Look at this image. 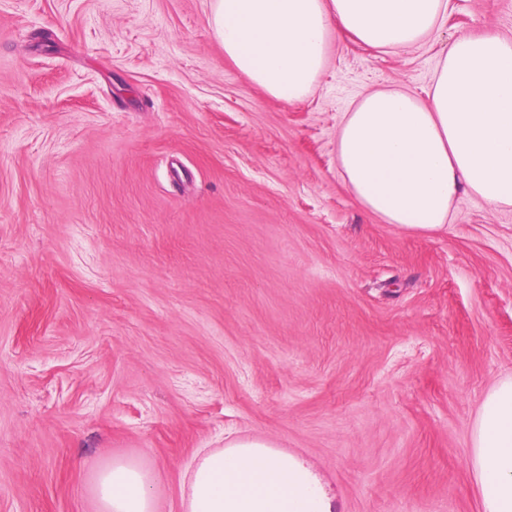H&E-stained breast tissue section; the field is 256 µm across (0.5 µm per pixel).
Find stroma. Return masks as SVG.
<instances>
[{
    "label": "stroma",
    "instance_id": "obj_1",
    "mask_svg": "<svg viewBox=\"0 0 512 512\" xmlns=\"http://www.w3.org/2000/svg\"><path fill=\"white\" fill-rule=\"evenodd\" d=\"M211 0H0V512H94L93 465L180 512L202 448L268 440L337 512H480L482 399L512 375V209L395 230L346 189L344 112L426 97L512 0L417 46L332 42L304 100L224 57Z\"/></svg>",
    "mask_w": 512,
    "mask_h": 512
}]
</instances>
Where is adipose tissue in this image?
I'll return each mask as SVG.
<instances>
[{"instance_id": "obj_1", "label": "adipose tissue", "mask_w": 512, "mask_h": 512, "mask_svg": "<svg viewBox=\"0 0 512 512\" xmlns=\"http://www.w3.org/2000/svg\"><path fill=\"white\" fill-rule=\"evenodd\" d=\"M448 0H212L224 55L271 97L314 90L332 38L399 49L441 29ZM336 161L348 190L400 232L447 231L460 200L512 207V39L464 36L441 61L427 100L398 89L361 95L344 113ZM468 464L481 512H512V376L485 394ZM95 512H159L151 467L117 456L97 463ZM181 512H336L334 496L301 459L261 438L200 450Z\"/></svg>"}]
</instances>
